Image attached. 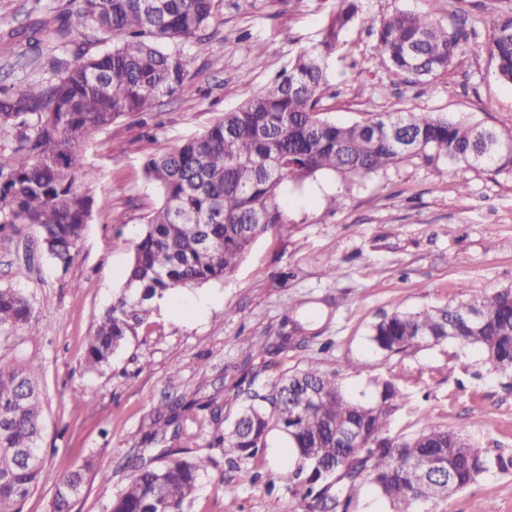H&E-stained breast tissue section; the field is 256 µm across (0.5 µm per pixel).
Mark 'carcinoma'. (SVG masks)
I'll return each instance as SVG.
<instances>
[{
  "label": "carcinoma",
  "mask_w": 512,
  "mask_h": 512,
  "mask_svg": "<svg viewBox=\"0 0 512 512\" xmlns=\"http://www.w3.org/2000/svg\"><path fill=\"white\" fill-rule=\"evenodd\" d=\"M357 12L355 0H336L312 50L203 134L147 161L145 174L161 204L149 214L123 287L88 340L91 364L109 362L172 290L231 275L257 236L278 223L270 202L285 183L322 171L366 177L407 159L441 156L512 172V136L489 128L432 112H387L350 125L321 117L329 61ZM215 21L216 0H69L34 28L28 43L53 51L49 77L21 87L0 83V126L14 130L13 142L0 145V233L31 224L49 258L69 267L94 204H108L76 185L78 178L88 186L95 181L81 147L121 117L144 121L161 98L190 93L185 46L203 45L201 33ZM367 29L378 55L412 84L447 72L461 47L484 30L495 75L512 83V0H503L492 19L458 14L450 28L396 12L367 20ZM98 33L103 38L95 50L70 49L75 35ZM392 128L409 141L392 138ZM33 312L26 293L0 288V334L40 335ZM368 339L382 355L451 339L511 375L512 288L438 308L396 307L371 326ZM292 340L284 334L277 344L259 341L251 352L274 354ZM38 373L33 360L0 366V512H22L42 480ZM372 383L373 399L353 396L339 372L310 362L268 389L247 388L233 418H221L215 407L199 424L217 425L215 441L231 470L264 452L271 434L281 435L295 460L294 495L308 512H354L363 486L391 512H419L438 501L429 493L431 482L445 480L452 494L489 472L512 473V452L479 448L464 432L426 415L415 434H393V416L408 394L391 380ZM164 409L143 440L164 439L171 427L179 436L177 407L166 403ZM209 464L207 456L183 458L174 450L159 464L142 459L110 512H186ZM92 473L90 461L65 472L50 512H71Z\"/></svg>",
  "instance_id": "obj_1"
}]
</instances>
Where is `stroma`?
<instances>
[{
    "instance_id": "35a3bbf8",
    "label": "stroma",
    "mask_w": 512,
    "mask_h": 512,
    "mask_svg": "<svg viewBox=\"0 0 512 512\" xmlns=\"http://www.w3.org/2000/svg\"><path fill=\"white\" fill-rule=\"evenodd\" d=\"M68 0H0V41L21 46L23 31ZM359 20L329 66L320 103L338 124L379 112H432L512 135V85L495 75L483 43L469 44L447 73L410 85L373 50L365 19L398 11L447 23L452 12L492 16L500 0H358ZM204 51L190 50L191 94L163 98L148 123L126 116L85 143L96 174L93 209L68 268L43 252L33 226L0 237V288L24 291L41 333L0 339V362L26 356L41 365L44 473L23 512H49L56 483L93 460L97 474L72 512H108L125 484L123 467L141 445L162 401L215 402L233 417L252 343L275 339L285 318L296 340L266 359H248L253 386L315 362L339 371L344 386L366 389L371 377L394 381L408 401L394 434L409 436L420 416L465 431L490 452L512 450V378L453 341L421 344L386 356L368 345L370 326L393 308L416 311L512 288V174L445 159L414 158L369 177L323 173L301 188L282 187L272 201L281 220L256 238L223 281L175 290L148 323L128 337L110 364L86 362V342L123 286V273L160 194L145 176L147 160L206 130L225 112L268 86L320 39L335 0H217ZM333 260L336 275H326ZM207 297L204 317L191 300ZM365 374L350 371L353 363ZM175 386H168L170 373ZM184 448L211 463L189 512H303L293 496L291 456L272 435L263 456L238 470L224 465L213 428L184 422L179 438L151 446ZM109 482H102L101 473ZM433 512H512V473L493 472L434 506Z\"/></svg>"
}]
</instances>
